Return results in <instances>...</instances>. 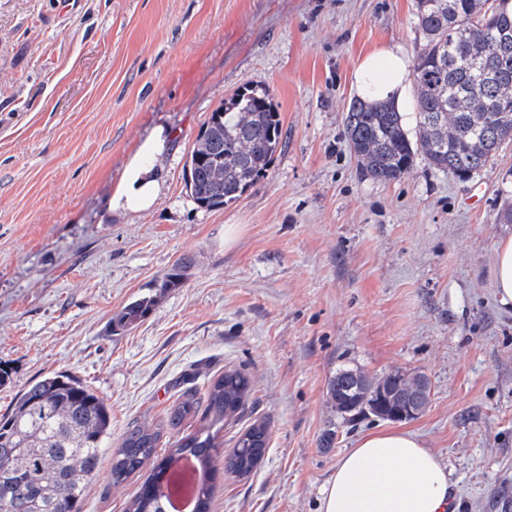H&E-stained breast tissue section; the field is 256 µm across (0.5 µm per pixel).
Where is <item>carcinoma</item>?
<instances>
[{"label": "carcinoma", "mask_w": 512, "mask_h": 512, "mask_svg": "<svg viewBox=\"0 0 512 512\" xmlns=\"http://www.w3.org/2000/svg\"><path fill=\"white\" fill-rule=\"evenodd\" d=\"M506 0H416L424 35L413 66L418 112L416 140L405 132L402 115L387 102H351L345 134L351 152L371 178L398 181L411 172L421 153L437 170L459 177L483 169L512 141V12ZM282 143V127L269 91L244 85L211 112L187 160V188L209 210L239 200L267 171ZM185 266L175 263L158 281L165 292L180 286ZM156 297L142 296L114 318L112 330L137 326ZM416 374L400 371L376 378L343 368L328 383L327 396L338 416L352 421L399 403L425 407L428 394ZM249 376L228 370L210 381L204 394L207 423L173 444L157 460L159 427L135 425L112 452L111 475L126 480L153 464L128 512H168L163 490L171 462L189 458L207 478L223 445L224 422L238 417L248 400ZM199 403L188 394L166 420L174 430ZM105 400L69 374L47 376L24 389L0 415V512H82L87 485L97 474L101 448L110 436ZM264 422L248 426L224 458V470L249 475L269 447ZM213 487L199 481L195 512H209Z\"/></svg>", "instance_id": "obj_1"}]
</instances>
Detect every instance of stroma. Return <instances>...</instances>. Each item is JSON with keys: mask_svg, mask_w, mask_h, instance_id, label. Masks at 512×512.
Wrapping results in <instances>:
<instances>
[{"mask_svg": "<svg viewBox=\"0 0 512 512\" xmlns=\"http://www.w3.org/2000/svg\"><path fill=\"white\" fill-rule=\"evenodd\" d=\"M421 39L414 0H0V414L72 373L107 400L114 446L242 369L251 391L223 449L256 421L269 449L248 476L217 473L210 512H319L339 458L397 425L343 421L329 379L421 372L428 405L397 426L447 465L453 512H512V305L493 274L512 238V143L467 179L419 154L383 182L345 136L360 58L391 44L411 57ZM245 84L269 91L282 145L240 200L199 208L186 161ZM160 123L159 199L112 213ZM179 259L183 283L157 293ZM152 295L141 323L112 332L113 314ZM111 467L107 450L83 512H127L144 476L117 484Z\"/></svg>", "mask_w": 512, "mask_h": 512, "instance_id": "stroma-1", "label": "stroma"}]
</instances>
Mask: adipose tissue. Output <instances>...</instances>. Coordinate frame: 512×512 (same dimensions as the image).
<instances>
[{
	"label": "adipose tissue",
	"instance_id": "1",
	"mask_svg": "<svg viewBox=\"0 0 512 512\" xmlns=\"http://www.w3.org/2000/svg\"><path fill=\"white\" fill-rule=\"evenodd\" d=\"M408 68L398 46L377 49L355 68L358 95L391 103L404 114L412 112ZM168 147V129L155 125L126 163L109 201L112 212L154 207L161 193L158 165ZM452 495L447 467L417 435L382 430L362 437L338 460L322 488L320 512H448Z\"/></svg>",
	"mask_w": 512,
	"mask_h": 512
}]
</instances>
